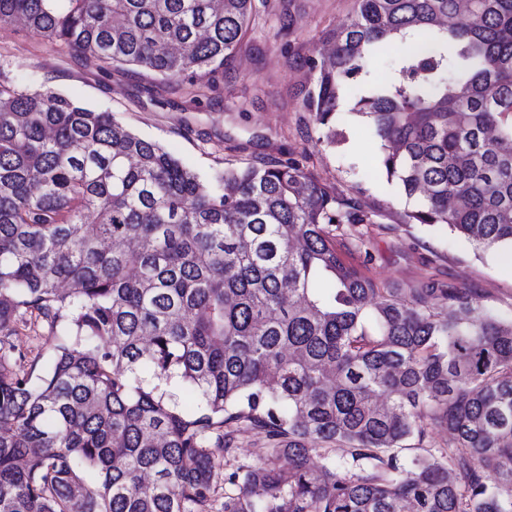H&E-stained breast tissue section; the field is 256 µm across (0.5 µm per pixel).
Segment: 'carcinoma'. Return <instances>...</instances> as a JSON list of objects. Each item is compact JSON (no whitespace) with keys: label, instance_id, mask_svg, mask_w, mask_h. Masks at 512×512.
<instances>
[{"label":"carcinoma","instance_id":"1","mask_svg":"<svg viewBox=\"0 0 512 512\" xmlns=\"http://www.w3.org/2000/svg\"><path fill=\"white\" fill-rule=\"evenodd\" d=\"M255 2L0 0V21L194 85ZM331 41L308 58L317 142L346 140L359 90L402 223L512 248V0H355ZM216 181L110 112L0 85V512H512V317L377 287L334 243L373 215L294 159ZM30 318L51 343L29 360ZM250 431L266 456L221 493ZM33 321L19 323L16 328V334L12 336V341L18 348L24 351H32L35 355L38 350L46 352L49 346L47 329L40 324H33ZM30 354V356H32Z\"/></svg>","mask_w":512,"mask_h":512}]
</instances>
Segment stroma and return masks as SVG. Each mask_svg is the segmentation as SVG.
<instances>
[{
    "label": "stroma",
    "instance_id": "1",
    "mask_svg": "<svg viewBox=\"0 0 512 512\" xmlns=\"http://www.w3.org/2000/svg\"><path fill=\"white\" fill-rule=\"evenodd\" d=\"M351 11L352 0H268L234 69L198 97L145 71L100 70L18 22L0 21V84L50 88L113 112L125 129L159 142L207 179L228 167L297 159L321 183L375 213L374 223L346 226L337 248L379 287L463 288L481 306L512 317V250L478 253L448 226L401 223L400 188L377 171L380 147L370 125L347 109L336 114L346 141L318 144L319 129L302 106L301 89L313 80L306 60Z\"/></svg>",
    "mask_w": 512,
    "mask_h": 512
}]
</instances>
